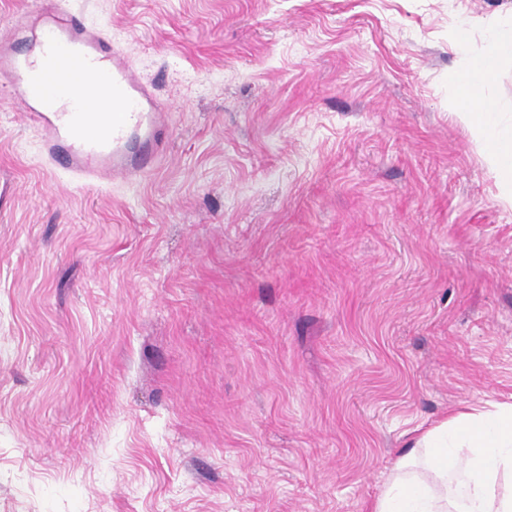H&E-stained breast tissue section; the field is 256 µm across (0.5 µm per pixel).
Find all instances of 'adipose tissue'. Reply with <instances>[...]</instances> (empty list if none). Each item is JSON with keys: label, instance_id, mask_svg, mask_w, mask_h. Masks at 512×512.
Masks as SVG:
<instances>
[{"label": "adipose tissue", "instance_id": "1", "mask_svg": "<svg viewBox=\"0 0 512 512\" xmlns=\"http://www.w3.org/2000/svg\"><path fill=\"white\" fill-rule=\"evenodd\" d=\"M493 61H471L450 109L484 145L490 171L512 187V137L491 136L486 87L495 58L512 59V32L495 35ZM370 512H512V403L469 407L409 443Z\"/></svg>", "mask_w": 512, "mask_h": 512}]
</instances>
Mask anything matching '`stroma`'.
Masks as SVG:
<instances>
[{
  "label": "stroma",
  "mask_w": 512,
  "mask_h": 512,
  "mask_svg": "<svg viewBox=\"0 0 512 512\" xmlns=\"http://www.w3.org/2000/svg\"><path fill=\"white\" fill-rule=\"evenodd\" d=\"M66 2L171 141L82 186L0 100V512H368L512 402V197L448 109L512 0Z\"/></svg>",
  "instance_id": "1"
}]
</instances>
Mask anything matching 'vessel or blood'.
Returning a JSON list of instances; mask_svg holds the SVG:
<instances>
[{
  "mask_svg": "<svg viewBox=\"0 0 512 512\" xmlns=\"http://www.w3.org/2000/svg\"><path fill=\"white\" fill-rule=\"evenodd\" d=\"M0 97L37 130L49 167L84 184L131 182L158 164L168 115L109 33L55 0L0 32Z\"/></svg>",
  "mask_w": 512,
  "mask_h": 512,
  "instance_id": "obj_1",
  "label": "vessel or blood"
}]
</instances>
